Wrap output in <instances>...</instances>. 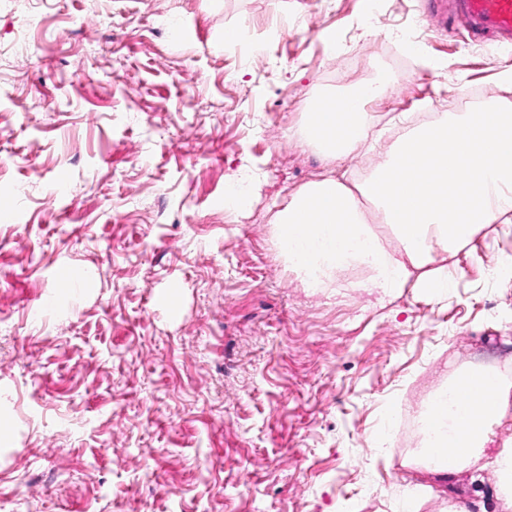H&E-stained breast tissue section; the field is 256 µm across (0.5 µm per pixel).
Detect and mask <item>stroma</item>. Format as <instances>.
I'll use <instances>...</instances> for the list:
<instances>
[{
    "instance_id": "stroma-1",
    "label": "stroma",
    "mask_w": 512,
    "mask_h": 512,
    "mask_svg": "<svg viewBox=\"0 0 512 512\" xmlns=\"http://www.w3.org/2000/svg\"><path fill=\"white\" fill-rule=\"evenodd\" d=\"M369 3L0 0V512H504L495 470L428 475L386 415L512 349V223L437 257L441 298L360 267L305 287L276 236L334 166L301 136L312 98L390 32L418 50L376 128L512 73L422 0L373 23ZM245 165L263 181L237 212Z\"/></svg>"
}]
</instances>
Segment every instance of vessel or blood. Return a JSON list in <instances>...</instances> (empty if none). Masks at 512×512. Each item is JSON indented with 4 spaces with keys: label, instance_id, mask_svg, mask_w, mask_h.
<instances>
[{
    "label": "vessel or blood",
    "instance_id": "obj_1",
    "mask_svg": "<svg viewBox=\"0 0 512 512\" xmlns=\"http://www.w3.org/2000/svg\"><path fill=\"white\" fill-rule=\"evenodd\" d=\"M427 5L439 29L457 21L476 34L512 43V0H427Z\"/></svg>",
    "mask_w": 512,
    "mask_h": 512
}]
</instances>
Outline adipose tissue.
Instances as JSON below:
<instances>
[{"instance_id":"ef3b65f1","label":"adipose tissue","mask_w":512,"mask_h":512,"mask_svg":"<svg viewBox=\"0 0 512 512\" xmlns=\"http://www.w3.org/2000/svg\"><path fill=\"white\" fill-rule=\"evenodd\" d=\"M391 82L383 73L372 86L322 95L327 108L309 113L307 142L333 160L349 156L370 136L367 101ZM438 149L447 153L449 168L432 167ZM383 150V167L358 192L339 171L292 197L276 217L281 250L309 288L321 287L335 270L363 267L371 287L389 295L409 285L430 297L447 294L448 273L434 267L435 257L453 254L485 225L512 222V109L497 104L484 112H445ZM359 194L380 206L399 251L386 250L365 224ZM448 383L421 412L433 434L420 452L425 471L449 477L479 459L497 472L511 470L512 447L492 454L486 448L512 402V388L483 369L452 373Z\"/></svg>"}]
</instances>
